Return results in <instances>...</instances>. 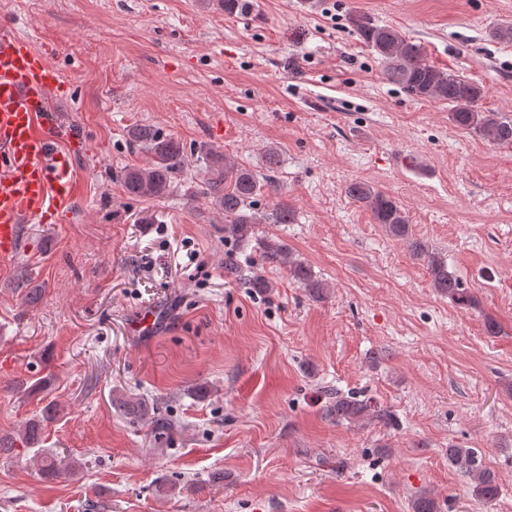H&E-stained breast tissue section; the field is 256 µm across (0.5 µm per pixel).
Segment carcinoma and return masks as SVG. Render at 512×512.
Instances as JSON below:
<instances>
[{
  "mask_svg": "<svg viewBox=\"0 0 512 512\" xmlns=\"http://www.w3.org/2000/svg\"><path fill=\"white\" fill-rule=\"evenodd\" d=\"M348 24L361 42L383 62L388 81L415 98L448 104L451 106V120L457 127L478 134L494 146L512 148V116L482 110L479 102L484 96V89L478 82L431 65L424 59L419 44L398 29L377 23L365 13H350ZM129 137L144 146L152 160L146 167H130L121 172L120 180L125 192L138 198L162 197L169 193L184 168L183 146L162 131L146 126L131 128ZM262 187L252 171L226 156L215 159L208 167L204 194L210 198L214 208L224 214V236L245 241L254 235V225L262 223V217L253 209V203ZM346 193L367 207L375 223L383 225L389 235L406 241L414 255L427 259L433 288L459 305L471 308L478 305L469 289L463 287L460 279L448 270L445 261L413 237L406 212L395 198L364 182L349 184ZM260 248L268 263L288 268L289 274L309 296L323 298L324 284L313 275L310 267L292 259L284 244L264 239L260 241ZM120 406L132 421L149 414L148 406L138 399L124 400ZM328 412L338 421L375 419L386 426L394 421L392 412L352 395L339 393L328 407ZM56 414V406L49 404L44 409V421L25 424L21 437L27 447L34 448L40 444L43 422L54 419ZM448 465L470 478L471 495L486 504L498 498L500 486L497 475L482 463L474 449L449 446ZM38 471L45 477H57L60 461L54 456L44 455L40 458Z\"/></svg>",
  "mask_w": 512,
  "mask_h": 512,
  "instance_id": "cac0c4a2",
  "label": "carcinoma"
}]
</instances>
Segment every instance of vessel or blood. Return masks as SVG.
Returning <instances> with one entry per match:
<instances>
[{"mask_svg":"<svg viewBox=\"0 0 512 512\" xmlns=\"http://www.w3.org/2000/svg\"><path fill=\"white\" fill-rule=\"evenodd\" d=\"M59 75L11 28H0V259L18 249L22 224H42L68 209L77 186L57 148L48 108Z\"/></svg>","mask_w":512,"mask_h":512,"instance_id":"1","label":"vessel or blood"}]
</instances>
